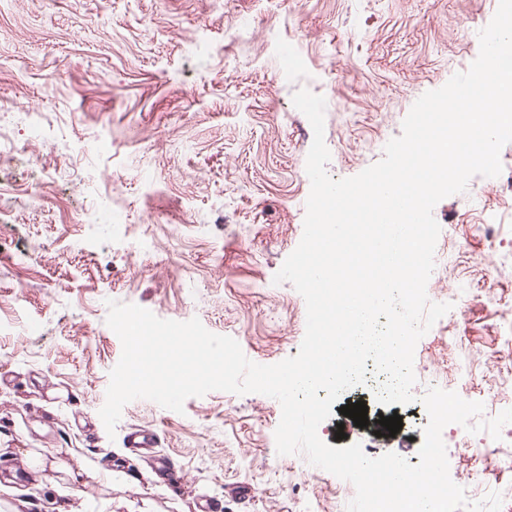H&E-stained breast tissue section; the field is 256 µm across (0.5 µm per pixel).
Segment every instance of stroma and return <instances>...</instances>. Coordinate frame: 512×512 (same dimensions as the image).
Returning a JSON list of instances; mask_svg holds the SVG:
<instances>
[{
	"instance_id": "1",
	"label": "stroma",
	"mask_w": 512,
	"mask_h": 512,
	"mask_svg": "<svg viewBox=\"0 0 512 512\" xmlns=\"http://www.w3.org/2000/svg\"><path fill=\"white\" fill-rule=\"evenodd\" d=\"M498 0H0V99L47 113L13 128L0 169V500L19 512H346L349 482L276 451L277 400L212 391L183 413L138 399L99 416L122 345L107 300L199 318L253 362L297 355L306 304L275 274L298 246L313 130L326 100L327 172L359 174L425 92L466 71ZM54 181L52 195L41 193ZM430 295H455L418 341L414 402L366 398L320 438L418 464L429 388L512 408V197L471 178L442 199ZM491 224L495 238L480 225ZM461 336L458 359L445 341ZM399 414L393 436L379 416ZM157 435L133 450L127 434ZM344 438H337V430ZM452 480L512 512V424L501 440L444 428Z\"/></svg>"
}]
</instances>
